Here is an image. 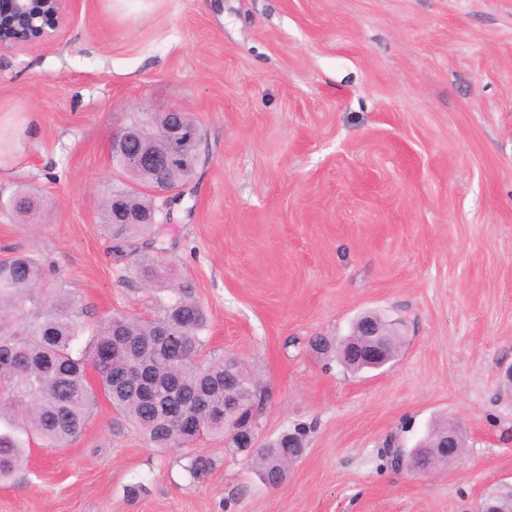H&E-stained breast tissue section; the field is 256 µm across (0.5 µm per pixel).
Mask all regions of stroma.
<instances>
[{
    "label": "stroma",
    "mask_w": 512,
    "mask_h": 512,
    "mask_svg": "<svg viewBox=\"0 0 512 512\" xmlns=\"http://www.w3.org/2000/svg\"><path fill=\"white\" fill-rule=\"evenodd\" d=\"M198 124V170L157 246L271 399L268 444L313 424L263 484L222 439L149 446L95 392L81 435L35 448L0 512H458L512 480V0H80L50 40L0 51V260L40 258L89 324L157 292L102 228L112 136L144 110ZM45 210L16 223L19 189ZM403 321L383 370L310 349L362 313ZM440 419L467 457L419 476L380 458Z\"/></svg>",
    "instance_id": "stroma-1"
}]
</instances>
